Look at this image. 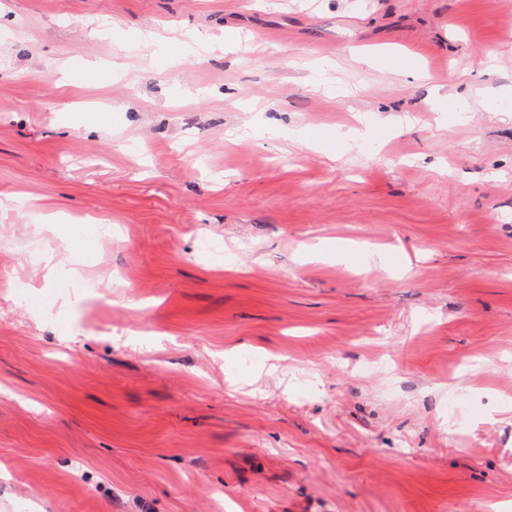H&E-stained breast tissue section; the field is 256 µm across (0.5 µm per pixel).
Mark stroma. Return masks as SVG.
<instances>
[{
	"mask_svg": "<svg viewBox=\"0 0 512 512\" xmlns=\"http://www.w3.org/2000/svg\"><path fill=\"white\" fill-rule=\"evenodd\" d=\"M507 101L512 0H0V512H512Z\"/></svg>",
	"mask_w": 512,
	"mask_h": 512,
	"instance_id": "obj_1",
	"label": "stroma"
}]
</instances>
